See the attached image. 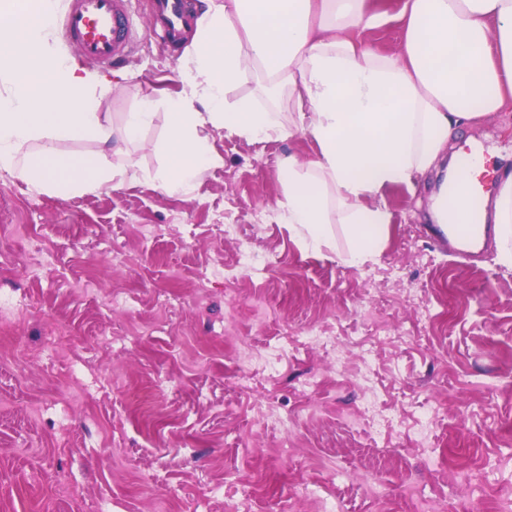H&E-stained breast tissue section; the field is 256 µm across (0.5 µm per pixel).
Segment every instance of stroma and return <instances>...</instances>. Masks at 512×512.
Masks as SVG:
<instances>
[{"mask_svg":"<svg viewBox=\"0 0 512 512\" xmlns=\"http://www.w3.org/2000/svg\"><path fill=\"white\" fill-rule=\"evenodd\" d=\"M153 0L102 103L113 126L183 90L184 46L160 45ZM163 118L113 155L116 188L60 197L0 176V512H512V269L496 247L459 259L430 209L441 176L397 186L373 259L344 227L307 251L276 166L310 138L211 131L223 159L188 194L148 180ZM481 148L486 185L512 172V109L462 127L440 165ZM319 331L333 344L300 345ZM274 371L257 364L286 338ZM375 397L392 424L360 415ZM450 464L423 452L417 424Z\"/></svg>","mask_w":512,"mask_h":512,"instance_id":"35a3bbf8","label":"stroma"}]
</instances>
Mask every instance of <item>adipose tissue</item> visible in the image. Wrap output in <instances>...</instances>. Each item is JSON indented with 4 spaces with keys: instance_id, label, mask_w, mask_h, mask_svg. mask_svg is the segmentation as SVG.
<instances>
[{
    "instance_id": "adipose-tissue-1",
    "label": "adipose tissue",
    "mask_w": 512,
    "mask_h": 512,
    "mask_svg": "<svg viewBox=\"0 0 512 512\" xmlns=\"http://www.w3.org/2000/svg\"><path fill=\"white\" fill-rule=\"evenodd\" d=\"M60 0H0V173L61 197L123 184L111 142L138 144L158 114L152 99L115 128L101 110L110 84L74 65L52 36ZM197 24L181 68V94L164 115L166 162L150 179L186 193L221 163L209 129L250 141L308 135L317 155L278 163L290 228L313 252L344 224L345 261L380 246L390 212L379 200L413 187L446 152L461 125L512 105V0H401L399 54L364 38L386 15L370 0H196ZM265 95L288 93L289 119L228 92L248 76ZM90 140L95 151L59 152ZM498 260L512 267V175L494 203Z\"/></svg>"
}]
</instances>
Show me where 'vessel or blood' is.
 Segmentation results:
<instances>
[{
    "label": "vessel or blood",
    "instance_id": "vessel-or-blood-1",
    "mask_svg": "<svg viewBox=\"0 0 512 512\" xmlns=\"http://www.w3.org/2000/svg\"><path fill=\"white\" fill-rule=\"evenodd\" d=\"M130 0H68L62 20V36L74 47L77 60L100 67H112L125 61L135 42L130 25ZM186 0H156L152 26L160 28L162 38L169 44L180 42L186 28L195 23ZM470 171H463L460 181L451 186V193L465 194L472 212H479L482 196L471 186Z\"/></svg>",
    "mask_w": 512,
    "mask_h": 512
}]
</instances>
